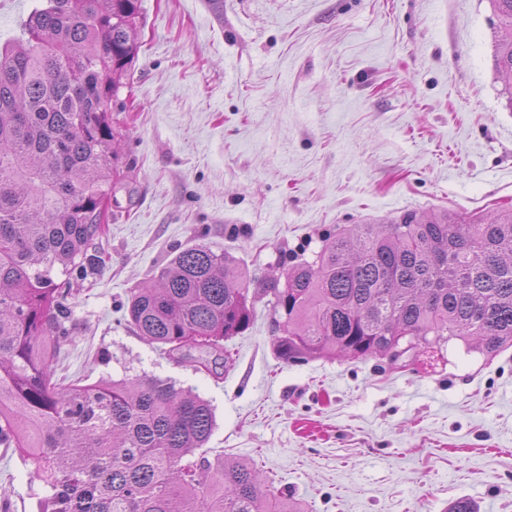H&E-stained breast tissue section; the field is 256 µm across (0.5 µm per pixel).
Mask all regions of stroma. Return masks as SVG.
<instances>
[{"label": "stroma", "instance_id": "stroma-1", "mask_svg": "<svg viewBox=\"0 0 512 512\" xmlns=\"http://www.w3.org/2000/svg\"><path fill=\"white\" fill-rule=\"evenodd\" d=\"M141 14L105 262L75 286L58 374L193 388L215 409L210 455L254 463L306 512H444L459 497L512 512V349L288 363L259 294L216 378L124 319L130 289L195 245L268 277L339 225L512 208L488 0H141ZM34 471L0 452V512H39Z\"/></svg>", "mask_w": 512, "mask_h": 512}]
</instances>
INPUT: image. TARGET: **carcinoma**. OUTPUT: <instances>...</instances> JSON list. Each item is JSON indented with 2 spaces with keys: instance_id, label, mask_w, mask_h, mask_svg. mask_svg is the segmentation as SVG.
<instances>
[{
  "instance_id": "carcinoma-1",
  "label": "carcinoma",
  "mask_w": 512,
  "mask_h": 512,
  "mask_svg": "<svg viewBox=\"0 0 512 512\" xmlns=\"http://www.w3.org/2000/svg\"><path fill=\"white\" fill-rule=\"evenodd\" d=\"M512 80V0H489ZM140 0H39L0 47V447L36 461L40 512H305L245 461L206 457V399L170 378L69 383L73 282L100 262L120 177L114 101L138 55ZM269 300L278 357L387 358L473 342L512 348V209L493 217L406 211L388 224L322 236L312 261L260 282L227 250H181L131 289L127 322L194 366L230 365L224 342L252 322L250 287Z\"/></svg>"
}]
</instances>
